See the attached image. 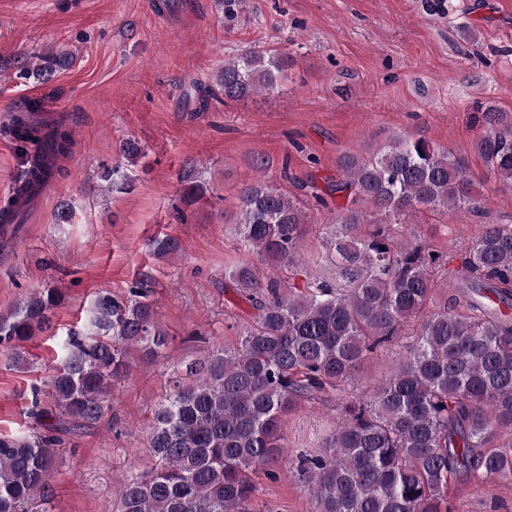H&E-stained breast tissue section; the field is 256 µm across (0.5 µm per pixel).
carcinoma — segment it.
Instances as JSON below:
<instances>
[{
    "mask_svg": "<svg viewBox=\"0 0 512 512\" xmlns=\"http://www.w3.org/2000/svg\"><path fill=\"white\" fill-rule=\"evenodd\" d=\"M60 62L47 53L20 75L47 81ZM287 67L284 53L252 51L224 61L216 82L224 98L241 100L276 89ZM39 111L40 101L28 102L8 128L19 147L43 154L28 161V187L0 208V224L12 223L28 188L71 151L63 126L25 117ZM485 122L476 148L488 173L512 189V122L492 106ZM338 170L325 189L310 186L320 205L335 194L351 198L328 234L324 262L336 278L285 286L249 262L229 272L255 309L253 325L238 347L189 368L188 381L173 376L150 426L151 465L121 484L117 512H248L252 475L269 471L287 447L283 416L315 399L340 401L341 418L329 454L299 460L312 512H455L448 476L512 480V224L486 225L465 252L457 293L423 317L448 255L398 239L396 226L421 209L485 215L463 159L406 136L369 158L344 154ZM306 223L304 207L263 177L241 189L239 237L266 261L299 265ZM462 301L467 319L455 312ZM58 302L57 289H37L0 318V346L13 365L26 362L20 344L49 327ZM416 319L409 351L371 396H347L361 364ZM165 344L144 282L123 299L98 294L86 329L70 333L49 377L55 407L80 428L97 423L130 373V349L154 356ZM33 407L46 433L0 437V512H51L57 437L52 413ZM500 429L509 440L494 445Z\"/></svg>",
    "mask_w": 512,
    "mask_h": 512,
    "instance_id": "cac0c4a2",
    "label": "carcinoma"
}]
</instances>
